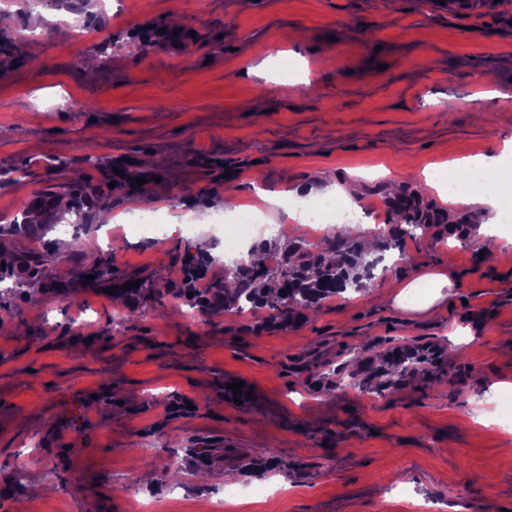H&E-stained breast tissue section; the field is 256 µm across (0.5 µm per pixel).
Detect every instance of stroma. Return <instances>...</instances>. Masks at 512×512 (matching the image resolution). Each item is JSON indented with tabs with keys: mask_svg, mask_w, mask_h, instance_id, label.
Masks as SVG:
<instances>
[{
	"mask_svg": "<svg viewBox=\"0 0 512 512\" xmlns=\"http://www.w3.org/2000/svg\"><path fill=\"white\" fill-rule=\"evenodd\" d=\"M435 2L112 0L109 19L93 4L69 12L63 39L39 0L0 14L15 37L44 13L37 53L0 69V512H265L272 500L280 512H471L476 499L512 512V429L493 421L512 392L491 387L512 382V246L482 233L502 220L492 208L464 204L446 223L427 180L512 139V7L467 0L451 15ZM151 26L195 38L127 54ZM300 78L316 93L298 92ZM118 171L171 202L166 223L194 225L215 285L228 182L270 224L288 210L265 194L351 187L352 202L383 201L400 183L420 192L415 208L377 221L420 231L362 288L288 325L266 324L265 309L196 321L171 290L187 244L127 234L141 217L113 187ZM87 192L75 255L54 217L31 222L29 199ZM92 256L111 278L84 279ZM418 263L457 284L413 319L386 285ZM118 278L144 284L135 313L108 293ZM428 345L438 364L394 366L396 350ZM228 378L251 397L226 400Z\"/></svg>",
	"mask_w": 512,
	"mask_h": 512,
	"instance_id": "stroma-1",
	"label": "stroma"
}]
</instances>
